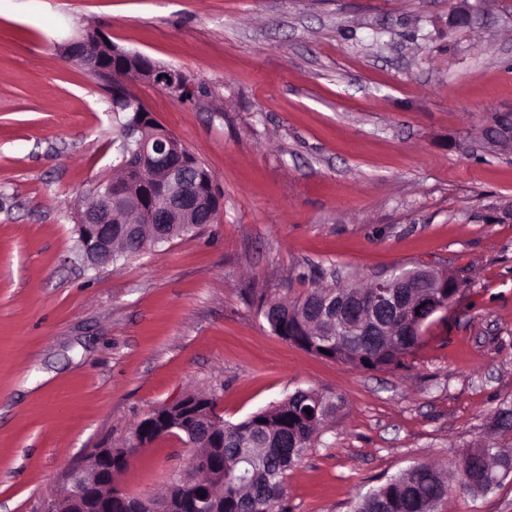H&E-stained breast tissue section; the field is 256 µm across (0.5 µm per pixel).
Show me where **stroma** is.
<instances>
[{
  "label": "stroma",
  "mask_w": 512,
  "mask_h": 512,
  "mask_svg": "<svg viewBox=\"0 0 512 512\" xmlns=\"http://www.w3.org/2000/svg\"><path fill=\"white\" fill-rule=\"evenodd\" d=\"M0 0V512H46L96 448L148 413L213 396L236 423L296 389L341 398L285 478L289 512L483 441L512 444V0ZM100 27L204 94L138 98L216 177L196 234L95 268L74 206L121 160L101 81L60 44ZM411 263L458 276L400 367L368 371L276 336L257 293L367 283ZM174 435L120 483L161 493ZM438 512H512V476Z\"/></svg>",
  "instance_id": "1"
}]
</instances>
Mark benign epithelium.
Masks as SVG:
<instances>
[{"instance_id":"7a95c632","label":"benign epithelium","mask_w":512,"mask_h":512,"mask_svg":"<svg viewBox=\"0 0 512 512\" xmlns=\"http://www.w3.org/2000/svg\"><path fill=\"white\" fill-rule=\"evenodd\" d=\"M469 18L468 0H456V6L448 17V24L459 27L467 24ZM66 57L83 69L95 73L110 84H119L129 95L138 83H151L170 93L195 97V86L178 69L153 64L147 68L136 65L138 55L121 50L112 44L100 28H92L81 34L79 39L63 45ZM136 138L134 155L141 173L139 193L124 196L129 208H142L149 204L150 223L160 237L170 238L169 224L178 215L186 223L202 212L207 213L206 222L220 211L222 196L216 190L209 192L199 188L207 176L205 168L199 165L195 156L169 130L158 124L148 110L139 112L138 120L127 130L122 139L123 147L129 146ZM160 180L166 190V197L159 201L147 202L152 180ZM119 197L112 193V181L100 184L88 200H79L75 206L76 228L79 253L92 266L100 267L112 263V225L120 220ZM458 286L445 281L435 282L423 274L415 278L386 271L375 275L374 291L368 304L372 319L362 329L371 336H383L388 326L384 324L381 311L390 310L395 316L410 315L423 324L438 310H445L457 295ZM182 413L187 419L196 415L187 398L154 412L142 419L144 428L135 429L136 440H141L143 429L151 428L157 422H168L173 411ZM114 448H97L79 468L70 471L61 494L50 504L46 512H112V499H122L130 492L121 488L113 474L112 457ZM147 512H175L181 508H193V502L186 499L175 503L166 500L157 506L142 500Z\"/></svg>"}]
</instances>
